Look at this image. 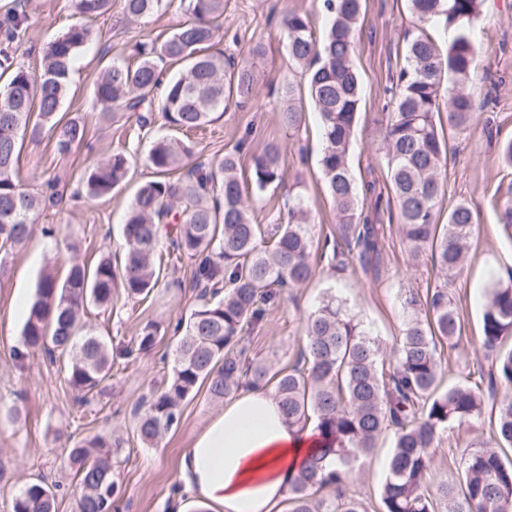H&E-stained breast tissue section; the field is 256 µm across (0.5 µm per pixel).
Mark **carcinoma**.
Masks as SVG:
<instances>
[{
    "instance_id": "carcinoma-1",
    "label": "carcinoma",
    "mask_w": 512,
    "mask_h": 512,
    "mask_svg": "<svg viewBox=\"0 0 512 512\" xmlns=\"http://www.w3.org/2000/svg\"><path fill=\"white\" fill-rule=\"evenodd\" d=\"M164 0H123L132 21L157 13ZM416 20L405 37V65L390 88L394 111L382 129L381 146L387 165V187L401 218L400 230L413 256L430 253L433 266L455 278L464 269L474 213L465 202L448 211L447 223L437 222L445 184L448 140L463 132L473 111L468 83L482 53L474 37L483 0H407ZM112 0H74L76 11L94 18L107 13ZM193 21L159 45L142 44L140 60L104 65L93 84V101L102 115L117 120L138 114L139 130L152 124L153 113L178 130H197L224 112L235 97L241 103L258 94L253 70L214 50L220 39L224 0H181ZM329 24L317 38L307 15L293 12L284 20L288 53L302 70L303 91L314 103L325 146L320 159L328 194L338 215L333 237L324 240L321 258L343 268L350 261L364 270L379 271L380 228L359 204L383 195L374 180L357 182L349 154L361 106V82L354 63L355 34L362 0H323ZM27 13L8 11L0 42V267L25 243L34 217L52 201L57 183L47 181L51 194L33 192L16 179L22 141L27 131L48 127L58 153L66 155L86 141L80 116L67 117L61 107L81 49L92 40L85 24H74L49 42L36 74L17 62ZM442 24L445 40L429 29ZM297 88L283 94L288 109L283 121L300 126ZM448 94V130L437 124L439 103ZM246 144L219 160L189 161L192 146L179 138L162 139L151 147L147 162L152 179L133 196L122 227L120 257L103 254L94 264L69 259L65 275L44 272L29 306L13 360L22 365L37 350L68 358L67 381L90 403L114 362L134 349L156 343L150 324L136 346L112 340L80 325L89 306L112 307V288L145 301L159 288L161 262L176 266L188 261L191 288L201 304L178 320L179 333L172 372L135 406L134 433L147 446L177 427L182 403L206 389L214 401L233 399L246 384L267 386L288 424L303 430L314 425L319 446L297 468L288 490L290 512H368L363 499L349 489L353 463L373 455L380 436L393 433L388 474L380 485L379 512H435L427 490L437 447L453 423L482 419L486 395L499 382L512 384V276L487 291L482 312V355L472 360L465 382L443 386L438 348L458 345L462 323L448 289L436 287L425 296L408 290V318L400 336L388 346L372 336L333 289L325 291L304 320L303 349L296 363L280 368L250 357L243 335L264 319L267 307L281 294L310 280L312 237L301 195L288 207L285 224H257L238 174V155ZM280 145L269 143L253 157L254 186L259 191L283 178ZM129 171L124 153L84 169L78 185L86 196L103 199L121 188ZM499 224L512 236V199L499 207ZM492 440L464 450L457 483L442 485L447 512H512V397L492 401ZM121 441L101 434L82 438L67 449L82 494L76 512H114L119 482L112 456ZM13 512H56L52 486L30 483L13 498Z\"/></svg>"
}]
</instances>
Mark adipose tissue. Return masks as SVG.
<instances>
[{
  "label": "adipose tissue",
  "mask_w": 512,
  "mask_h": 512,
  "mask_svg": "<svg viewBox=\"0 0 512 512\" xmlns=\"http://www.w3.org/2000/svg\"><path fill=\"white\" fill-rule=\"evenodd\" d=\"M312 442L288 426L272 390L244 386L183 453L178 478L212 512H283Z\"/></svg>",
  "instance_id": "obj_1"
}]
</instances>
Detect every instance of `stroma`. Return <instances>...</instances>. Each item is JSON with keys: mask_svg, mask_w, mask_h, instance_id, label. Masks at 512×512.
Wrapping results in <instances>:
<instances>
[{"mask_svg": "<svg viewBox=\"0 0 512 512\" xmlns=\"http://www.w3.org/2000/svg\"><path fill=\"white\" fill-rule=\"evenodd\" d=\"M25 10L30 21L20 60L36 72L43 47L68 26L80 23L81 17L73 0H26ZM291 12L309 15L315 34H324L328 18L323 0H224L218 48L236 64L252 67L260 79L259 94L245 106L228 105L206 130L188 133L187 138L196 156L205 161L222 157L239 140H246L240 171L255 222L270 224L287 216L289 198L300 193L310 213V235L320 242L333 233L337 218L322 180L319 160L324 142L317 114L307 101L299 128H288L282 119L284 86L302 81L289 59L282 27L283 17ZM188 20L179 0H168L166 9L139 22L125 18L122 0H112L106 14L89 22L94 37L75 64L62 105L63 112L86 119L87 144L62 155L48 132L24 139L19 179L33 189L46 180H58L64 201L41 213L32 236L15 249L0 272V512H12L16 492L39 480L54 485L58 512H75L81 487L63 444L70 438L79 440L114 429L124 446L116 463L118 512H177L188 498L186 492L171 491L180 457L224 409L223 403L201 392L184 401L178 427L157 445L141 444L132 430L134 404L171 372L170 356L177 343L173 325L198 304L187 286L185 269L166 275L148 301L128 299L118 287L112 291L111 311L89 310L88 325L116 342L134 341L146 324L160 327L151 350L134 352L129 361L113 367L95 403H79L67 382L64 361L38 352L19 366L11 357L26 320L25 315L15 314V300L31 303L42 271L50 265L65 271L71 255L92 263L101 254L121 252L125 211L139 184L152 175L147 153L153 141L174 134L159 116L141 135L128 123L102 117L92 98L102 63L129 60L137 43L167 36ZM412 26L407 0H363L355 53L362 99L350 165L357 180L375 178L381 189L388 183L380 148L381 121L391 109L388 89L403 63L404 34ZM475 30L484 47L469 84L475 109L467 131L449 143L447 186L438 212L440 218H447L449 209L464 201L477 215L465 272L447 282L430 259L412 260L399 229L397 206L382 208L379 274L363 273L354 263L337 272L315 261L313 277L285 292L269 307L263 323L246 333L245 341L258 359L277 365L295 360L302 345L303 320L327 289H336L371 333L388 341L399 335L407 316L404 292L412 289L423 294L440 284L447 286L464 322L454 352L456 362L481 355L485 290L512 276V238L503 232L494 208L495 201L512 196V167L502 163L498 152L499 143L512 138V0H484ZM271 141L282 148L283 180L259 192L253 186L252 156ZM118 151L131 156L126 185L107 199L75 197L80 170ZM456 362L443 367L446 382L464 380L466 372ZM14 407L19 410L18 419H7ZM489 438V419L452 425L442 444L432 450L435 467L428 479L429 493L437 494L441 484L455 482L463 451ZM390 452V436L381 437L374 456L357 464L351 477V491L371 512L379 507L378 489Z\"/></svg>", "mask_w": 512, "mask_h": 512, "instance_id": "1", "label": "stroma"}]
</instances>
